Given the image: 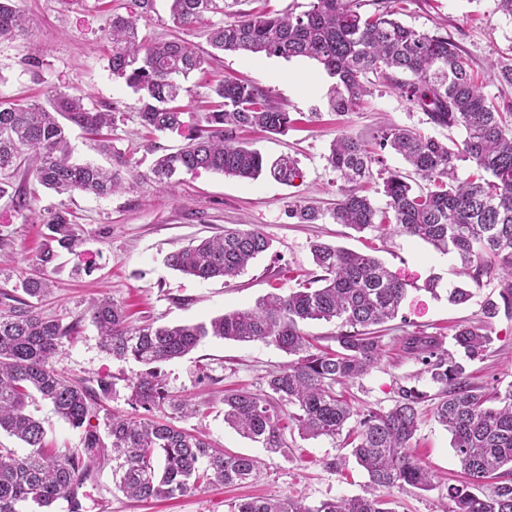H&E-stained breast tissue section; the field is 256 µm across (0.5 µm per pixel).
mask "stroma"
I'll return each instance as SVG.
<instances>
[{
  "mask_svg": "<svg viewBox=\"0 0 512 512\" xmlns=\"http://www.w3.org/2000/svg\"><path fill=\"white\" fill-rule=\"evenodd\" d=\"M25 27L12 39L0 40V102L18 99L46 102L52 91L83 97L88 107L109 109L116 115L112 128V153L104 155L96 138L71 127V156L78 163L120 168L129 163L148 171L155 159L184 144L183 131L148 134L137 118L136 95L123 81L113 78L108 60L112 45L107 38L113 14L134 11L133 0H16ZM393 9L405 24L425 32L449 33L462 47L467 66L481 78L489 96L512 101V87L499 84L495 62L512 64V17L498 11L495 0H394ZM208 27L186 31L172 21L166 0L141 23V32L156 40L188 39L199 51L210 49ZM41 53L38 66H30L31 49ZM214 79L246 80L260 87L268 100L295 117L286 134L241 132V140L265 158H293L301 171L292 185L267 175L239 180L199 171L180 175L178 183L162 190L149 183L129 182L124 191L98 197L75 192L59 195L29 179L26 165L0 173V182L27 193L31 210L67 209L78 226L81 244L76 253H61L50 275L53 294L40 309L45 316L70 321L82 314L91 298L107 295L125 305L132 324L170 325L210 320L228 311L254 307L266 293L294 288L314 269L310 245L320 240L381 259L410 285L400 312L383 333L384 356L364 377L338 387V394L353 409L385 410L391 407L396 384L426 388L419 366L400 349V338L422 329L444 336L453 345L461 323L486 325L494 339L488 356L469 366L474 384L506 388L512 383V320H485L481 304L493 286L475 289L468 305L454 307L446 298L423 288L431 275L442 288L461 284L453 255L403 235L377 231L356 232L340 224H296L288 217L295 205L327 208L338 195L336 174L326 157L339 135L364 142L379 162L362 185L378 208H385L382 174L405 169L404 160L381 148L377 134L394 125L418 130L441 141H461L463 133L429 122L424 112L381 80L349 113L328 106L333 80L323 67L308 58L221 54L210 71ZM30 210V211H31ZM28 213V212H27ZM9 198L0 199V252L7 263L0 268V289L12 288L19 272L30 270L45 229L29 223ZM257 227L270 241L268 251L253 260L238 277L201 281L170 269L166 256L191 239L223 233L225 226ZM287 354L263 343H239L209 338L183 358L163 364L172 394L203 402L202 415L182 420V427L206 435L215 447L254 456L261 473L253 483L217 486L172 499L137 503L119 492L112 481V460L96 464L92 481L79 491L80 512H228L230 500L248 496L293 497L314 504L333 497L363 494L366 473L351 457L343 438L303 439L287 434V454L267 452L241 437L224 422L225 391L247 388L259 391L265 377L286 364ZM56 368L76 380L111 376L115 391L105 402L114 412L127 413L129 380L142 370L134 360L113 358L91 321L65 343ZM434 402L420 407L418 431L411 451L436 473L433 486L387 490L395 512H442L448 480L459 478L460 465L450 446V435L435 419ZM346 458L343 470L328 469V461Z\"/></svg>",
  "mask_w": 512,
  "mask_h": 512,
  "instance_id": "stroma-1",
  "label": "stroma"
}]
</instances>
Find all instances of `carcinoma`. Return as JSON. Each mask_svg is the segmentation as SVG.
Returning <instances> with one entry per match:
<instances>
[{
  "label": "carcinoma",
  "mask_w": 512,
  "mask_h": 512,
  "mask_svg": "<svg viewBox=\"0 0 512 512\" xmlns=\"http://www.w3.org/2000/svg\"><path fill=\"white\" fill-rule=\"evenodd\" d=\"M169 2L174 22L186 30L208 15L222 16L208 33L216 51L317 61L336 79L329 105L337 112L359 105L369 93L367 75L372 74L421 109L431 123L462 130L461 142L450 145L411 129L381 130L380 145L412 168L410 176L395 171L384 179L386 211L360 194L379 159L359 139L342 135L327 156L340 181L336 203L327 209L297 205L288 217L298 224L328 219L358 232L389 230L452 253L459 274L473 286L497 282V298L483 302L485 317L512 319V125L505 106L485 94L448 33L409 27L387 8L368 14L362 0H310L308 9L297 15L239 10L238 0ZM135 6L137 12L129 16H112L109 69L138 95L143 128L151 133L180 130L184 112L177 101L186 91L183 82L205 71L212 54L199 52L185 39L145 41L139 24L155 10V0H135ZM23 24L14 0H0V38L15 37ZM210 91L214 109L191 128L187 142L159 156L149 172L131 169L130 176L163 189L174 186L180 174L200 169L241 180L267 172L286 185L301 176L294 160L270 163L236 139V131L246 127L287 132L292 124L287 112L269 104L263 90L250 83L218 81ZM65 120L100 137L102 150L112 152V140L103 134L112 128V113L89 109L83 98L60 92L47 107L0 102V169L26 156L32 160L34 181L58 194L105 197L121 191V171L71 162ZM461 162L474 164L480 175L460 179ZM413 175L419 178L414 184ZM37 220L47 230L37 269L20 272L12 290H0V433L27 448L22 456L0 448V512L29 507L54 512L52 507L62 501L69 512H79L78 490L108 447L117 463V489L138 501L175 499L207 485L255 479L257 460L226 454L175 424L178 418L199 414L201 404L171 395L157 365L186 356L209 336L272 344L291 357L266 376L265 389L224 392L225 423L285 456L288 424L303 438L334 439L357 415L351 454L369 479L361 496L314 505L292 497H246L230 503L229 512H395L379 491L433 485L434 472L410 450L419 405L428 400L436 401L435 416L451 434V448L465 474L464 481L448 485L443 512H512V383L503 391L479 386L468 373V363L484 359L491 349L492 337L482 327L458 326L453 340L464 352L463 361L438 336L413 332L402 337L405 353L422 365L435 386L432 395L400 386L391 408L360 415L337 395L336 386L363 377L381 362L384 349L373 327L395 319L407 295V283L379 259L315 241L311 254L319 271L317 287L273 291L253 308L208 323L133 326L111 297L91 301L87 311L105 348L117 359L146 366L128 383L130 403L143 413L129 417L104 408L114 381L101 377L91 388L71 382L53 366L64 343L79 334L83 317L67 323L48 318L39 303L54 287L48 267L57 250L73 252L81 238L64 210ZM269 247V239L254 227H226L220 235L170 253L166 264L202 281L230 279ZM472 298L467 286L448 290L452 305ZM322 320L338 324L335 349L315 346L301 329ZM35 393L81 432V447L54 453L46 448L45 428L30 410ZM165 405L171 410L169 419L152 418Z\"/></svg>",
  "instance_id": "cac0c4a2"
}]
</instances>
